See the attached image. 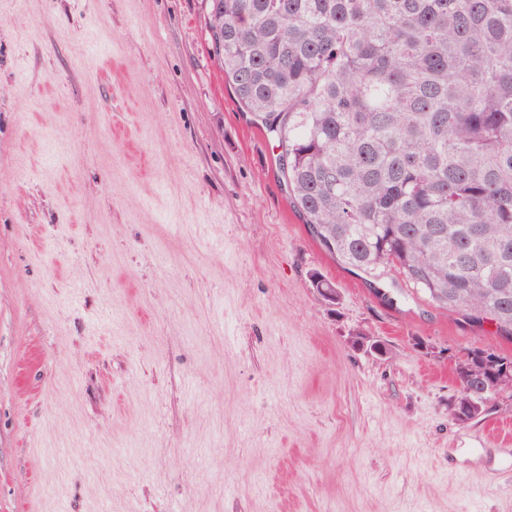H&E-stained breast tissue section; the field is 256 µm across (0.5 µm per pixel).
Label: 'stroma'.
<instances>
[{"mask_svg": "<svg viewBox=\"0 0 512 512\" xmlns=\"http://www.w3.org/2000/svg\"><path fill=\"white\" fill-rule=\"evenodd\" d=\"M208 24L0 0V512H512V339L320 249ZM489 356H484L482 350H472L458 368L460 389L452 408L458 421L479 417L493 395L512 388V360L493 355L496 361H491Z\"/></svg>", "mask_w": 512, "mask_h": 512, "instance_id": "35a3bbf8", "label": "stroma"}]
</instances>
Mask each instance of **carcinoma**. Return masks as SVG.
I'll list each match as a JSON object with an SVG mask.
<instances>
[{"mask_svg":"<svg viewBox=\"0 0 512 512\" xmlns=\"http://www.w3.org/2000/svg\"><path fill=\"white\" fill-rule=\"evenodd\" d=\"M239 104L318 244L512 338V0H210ZM453 416L512 388L468 353Z\"/></svg>","mask_w":512,"mask_h":512,"instance_id":"obj_1","label":"carcinoma"}]
</instances>
